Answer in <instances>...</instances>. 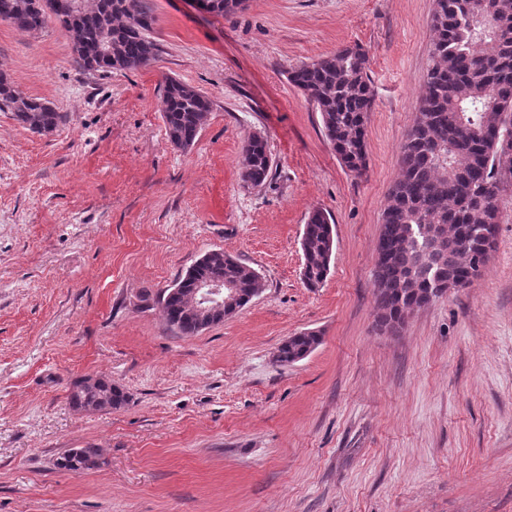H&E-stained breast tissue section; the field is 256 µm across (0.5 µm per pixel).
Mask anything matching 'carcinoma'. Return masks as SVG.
<instances>
[{
  "instance_id": "1",
  "label": "carcinoma",
  "mask_w": 512,
  "mask_h": 512,
  "mask_svg": "<svg viewBox=\"0 0 512 512\" xmlns=\"http://www.w3.org/2000/svg\"><path fill=\"white\" fill-rule=\"evenodd\" d=\"M430 17L434 33L425 93L418 116L400 146V171L383 212L374 270L376 325L397 331L407 305L422 289L417 265V228L446 224L454 233L478 242L484 224L502 219L499 179L512 173V156L499 151V141L512 137V0H435ZM68 33L78 65L110 73L136 70L157 57L151 32L155 17L140 0H0V20L36 32L48 19ZM368 57L347 47L287 72L320 113L323 129L341 163L357 174L366 168V126L373 105ZM213 102L180 80H165L161 112L169 142L186 150L193 146ZM0 111L13 113L29 131H53L64 115L50 102L15 92L0 73ZM242 181L251 188L268 182L273 159L267 141L255 134L243 145ZM484 195L494 200L488 209L477 204ZM306 286L326 279L334 253L332 218L315 208L304 227ZM437 269L468 278L469 257L450 248ZM224 280L250 295L261 289L252 267L221 250H212L177 280L181 292L162 295L159 303L167 325L181 336H195L200 319L190 291L201 279ZM317 333L301 332L280 345V364L296 362L320 344ZM98 449H74L58 465L68 471L89 469Z\"/></svg>"
}]
</instances>
